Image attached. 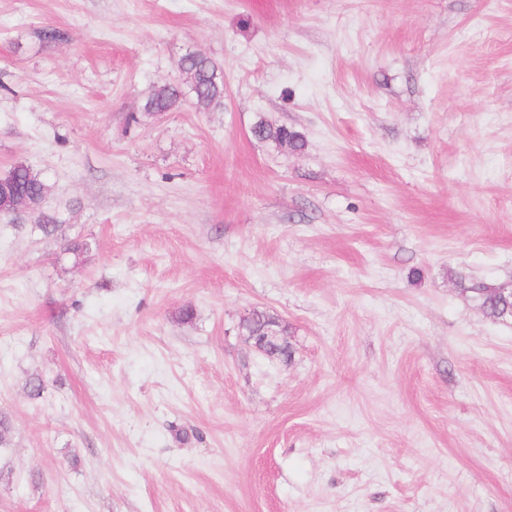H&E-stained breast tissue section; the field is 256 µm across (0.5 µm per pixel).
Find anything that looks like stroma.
Here are the masks:
<instances>
[{"label":"stroma","mask_w":512,"mask_h":512,"mask_svg":"<svg viewBox=\"0 0 512 512\" xmlns=\"http://www.w3.org/2000/svg\"><path fill=\"white\" fill-rule=\"evenodd\" d=\"M191 51L223 103L142 117ZM17 161L63 232L0 215V512H512V322L456 286L512 285V0H0ZM252 134L261 142L293 152L303 151L306 146L304 137L299 131L284 125H273L262 117L254 123Z\"/></svg>","instance_id":"obj_1"}]
</instances>
